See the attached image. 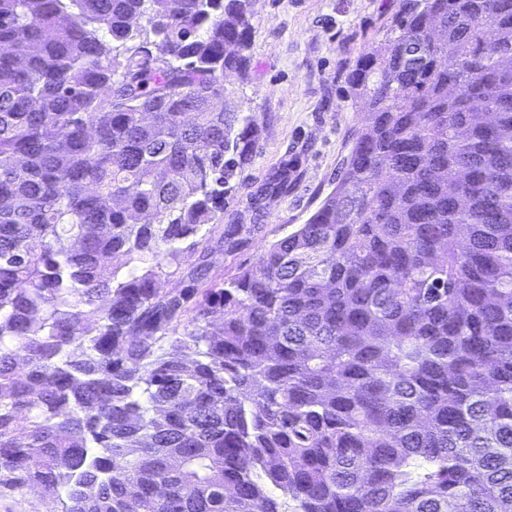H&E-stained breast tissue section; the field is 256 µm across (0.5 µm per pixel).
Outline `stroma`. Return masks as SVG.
<instances>
[{
	"instance_id": "1",
	"label": "stroma",
	"mask_w": 512,
	"mask_h": 512,
	"mask_svg": "<svg viewBox=\"0 0 512 512\" xmlns=\"http://www.w3.org/2000/svg\"><path fill=\"white\" fill-rule=\"evenodd\" d=\"M399 0H252L249 64L224 85L259 126L253 157L224 198L222 224L258 230L233 255L215 254V271L233 277L272 242L306 223L336 184L365 114L352 99L348 73L380 44ZM295 160L287 190L267 183L281 161Z\"/></svg>"
}]
</instances>
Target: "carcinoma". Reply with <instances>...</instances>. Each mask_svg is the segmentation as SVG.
<instances>
[{
  "label": "carcinoma",
  "mask_w": 512,
  "mask_h": 512,
  "mask_svg": "<svg viewBox=\"0 0 512 512\" xmlns=\"http://www.w3.org/2000/svg\"><path fill=\"white\" fill-rule=\"evenodd\" d=\"M249 4L0 0V512H512V0H400L225 281Z\"/></svg>",
  "instance_id": "cac0c4a2"
}]
</instances>
